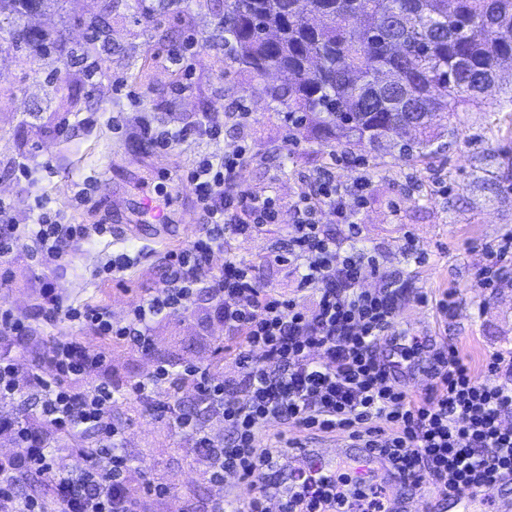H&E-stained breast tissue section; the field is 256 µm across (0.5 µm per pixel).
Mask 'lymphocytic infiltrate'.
<instances>
[{"instance_id": "f902f5d3", "label": "lymphocytic infiltrate", "mask_w": 512, "mask_h": 512, "mask_svg": "<svg viewBox=\"0 0 512 512\" xmlns=\"http://www.w3.org/2000/svg\"><path fill=\"white\" fill-rule=\"evenodd\" d=\"M250 161L242 153L210 155L188 172L208 222L188 247L172 253L161 288L134 308L126 324L112 322L100 306L71 308L45 288L48 320L63 317L111 333L113 341L141 350L150 347L152 324L186 312L196 291L219 301L224 328L239 346L243 386L229 395L223 379L192 370L202 403L222 411L233 431L224 444L198 435L196 447L213 463L214 478L238 474L258 487L251 498L219 499L209 512H266L273 493L267 475L286 468L289 441H266L270 423L295 424L306 430L342 432L358 438L383 456L391 468L429 478L434 492L504 483L512 477V430L501 417L512 413V380H500L512 360L492 355L484 377H476L456 346L439 351L435 381L420 396L410 395L390 378V367L376 347L395 319L396 280L381 277L374 257L360 247L358 212L352 196H364L367 177L353 185L330 173L316 177L296 206L297 220L287 250L266 258L269 266L287 268L296 286L282 293L264 282L254 265L225 251L223 270L211 278L201 272L211 253L227 240L260 232L274 223L271 199L250 190L224 195L225 184L238 182ZM347 224L345 242H337L315 219L321 209ZM87 236L81 224H60L41 216L27 237L40 259L56 261L61 245ZM379 279L363 290L361 280ZM48 360L53 379L32 374L22 380L14 363L0 360V400L36 394L42 415L55 428L90 430L97 442L79 470L57 462V451L19 437L18 455L43 474L54 490L53 512H138L124 481L128 460L118 448L123 431L112 421L116 391L104 383L83 391L67 388L71 377L97 375L109 360L105 349L71 338L54 343ZM283 512H384L378 479L356 487L349 477L325 478L309 470L293 473Z\"/></svg>"}]
</instances>
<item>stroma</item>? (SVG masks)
Instances as JSON below:
<instances>
[{
    "mask_svg": "<svg viewBox=\"0 0 512 512\" xmlns=\"http://www.w3.org/2000/svg\"><path fill=\"white\" fill-rule=\"evenodd\" d=\"M224 0H51L37 16H0V201L10 205L15 224H35L39 199L49 201L61 223L85 224L89 241L65 247L51 264L38 261L28 239L0 263V304L21 317L29 332L13 339L0 356L14 359L20 376L36 372L52 378L46 361L51 344L73 336L106 349L110 361L99 381L120 388L112 419L124 428L120 448L129 460L126 483L143 512H208L235 474L213 480L210 462L195 449L193 427L215 442L232 428L221 412L197 414L195 391L181 383L184 369L199 367L234 380L240 374L234 346L224 337L219 304L196 299L182 314L168 316L151 331L152 349L142 353L99 335L91 326L41 313L42 292L52 286L69 305H99L113 320H126L146 295L161 285L169 252L185 248L202 232L207 217L183 173L202 155L246 150L251 158L241 183L274 197L278 215L262 232L230 243L248 262H259L288 246L294 204L320 170L334 169L348 180L353 171L335 169L334 138L284 121L285 106L267 96L269 77L231 59L218 22ZM100 19L108 38L98 83L86 75L78 48L92 34L88 23ZM37 26L56 45L46 56L15 48L9 32ZM80 88L81 101L68 97ZM512 65L476 103L458 106L447 122L430 133L438 148L431 166L408 162L399 144L407 133L380 147L351 148L370 182L360 212L363 243L380 262L379 276L396 277V319L377 346L391 364V377L418 395L433 383L434 355L455 345L476 377L495 353L512 354V279L484 287L479 272L489 255L512 236V180L503 177V159L512 158ZM249 111L251 120L237 117ZM221 129L211 139L196 131L199 118ZM187 128L168 150H155L141 133ZM25 176H17V162ZM356 168V169H357ZM152 196L168 215L155 223L141 201ZM104 232H97V225ZM426 253L424 262L408 261L405 243ZM129 250L132 263L122 278H112L106 262ZM427 302H419L420 294ZM452 311L441 315L440 301ZM165 365L172 379L159 383L152 404L131 387ZM36 400L0 401V459L15 458L8 426L36 416ZM191 416L192 427L175 422ZM162 485L164 496H150L147 483Z\"/></svg>",
    "mask_w": 512,
    "mask_h": 512,
    "instance_id": "stroma-1",
    "label": "stroma"
}]
</instances>
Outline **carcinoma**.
Returning a JSON list of instances; mask_svg holds the SVG:
<instances>
[{"label": "carcinoma", "mask_w": 512, "mask_h": 512, "mask_svg": "<svg viewBox=\"0 0 512 512\" xmlns=\"http://www.w3.org/2000/svg\"><path fill=\"white\" fill-rule=\"evenodd\" d=\"M45 0H0V15H32ZM224 45L257 74L274 71L266 87L288 99L286 120L318 128L339 143L378 146L400 123L425 131L448 112V99L474 102L512 61V0H224ZM34 29L9 33L32 52L49 38ZM386 69L389 93L369 77ZM432 138L401 146L420 162Z\"/></svg>", "instance_id": "cac0c4a2"}]
</instances>
